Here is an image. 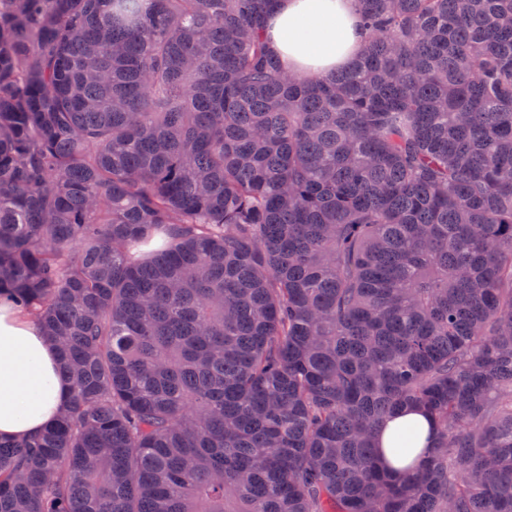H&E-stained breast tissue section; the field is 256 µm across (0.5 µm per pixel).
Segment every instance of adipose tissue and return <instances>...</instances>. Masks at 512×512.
<instances>
[{
	"label": "adipose tissue",
	"mask_w": 512,
	"mask_h": 512,
	"mask_svg": "<svg viewBox=\"0 0 512 512\" xmlns=\"http://www.w3.org/2000/svg\"><path fill=\"white\" fill-rule=\"evenodd\" d=\"M367 40L354 0H278L267 19V42L287 72L319 76L350 67ZM70 384L58 351L37 323L0 304V439L25 440L53 424L69 401ZM413 431L414 444L394 450L397 436ZM434 426L420 409L395 411L377 435L376 460L398 476L427 454Z\"/></svg>",
	"instance_id": "obj_1"
}]
</instances>
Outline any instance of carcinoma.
<instances>
[{"instance_id": "cac0c4a2", "label": "carcinoma", "mask_w": 512, "mask_h": 512, "mask_svg": "<svg viewBox=\"0 0 512 512\" xmlns=\"http://www.w3.org/2000/svg\"><path fill=\"white\" fill-rule=\"evenodd\" d=\"M274 2L0 0V300L72 387L0 512H512V0H355L319 77ZM367 36L352 0H278L267 18L270 51L302 76L350 67ZM412 430L415 435L414 445L408 452L399 454L394 451L397 436ZM434 435V426L429 417L415 407H404L395 411L386 421L377 435L376 460L378 465L389 475L399 476L427 454Z\"/></svg>"}]
</instances>
